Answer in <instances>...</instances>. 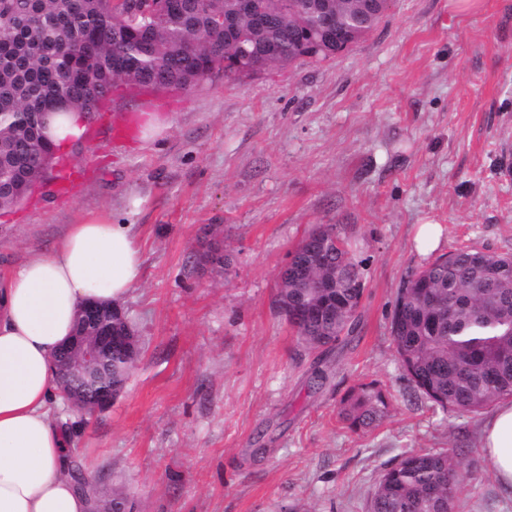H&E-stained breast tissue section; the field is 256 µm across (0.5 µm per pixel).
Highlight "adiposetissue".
I'll return each mask as SVG.
<instances>
[{"label": "adipose tissue", "instance_id": "adipose-tissue-1", "mask_svg": "<svg viewBox=\"0 0 512 512\" xmlns=\"http://www.w3.org/2000/svg\"><path fill=\"white\" fill-rule=\"evenodd\" d=\"M143 272L137 227L110 214L71 225L51 251L0 281V512H88L53 416L54 354L89 301L123 306ZM479 446L512 498V400L481 422Z\"/></svg>", "mask_w": 512, "mask_h": 512}]
</instances>
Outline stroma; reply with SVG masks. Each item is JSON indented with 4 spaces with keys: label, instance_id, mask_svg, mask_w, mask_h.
I'll list each match as a JSON object with an SVG mask.
<instances>
[{
    "label": "stroma",
    "instance_id": "obj_1",
    "mask_svg": "<svg viewBox=\"0 0 512 512\" xmlns=\"http://www.w3.org/2000/svg\"><path fill=\"white\" fill-rule=\"evenodd\" d=\"M160 138L134 127L141 111ZM70 146L83 177L0 213V277L130 195L144 259L125 303L141 356L110 407L69 412L74 462L136 512H367L384 470L409 451L455 448V512H512L478 446L480 418L443 410L403 370L390 333L397 291L440 253L512 254V0H390L335 59L239 85L114 92ZM130 135L115 139L118 127ZM229 262L201 266L203 228ZM317 224L341 225L364 272L352 337L307 349L280 312L278 273ZM324 382L310 383L313 373ZM378 382V428L338 412ZM443 231L441 224H420L415 237L420 252L428 254L435 251L442 243Z\"/></svg>",
    "mask_w": 512,
    "mask_h": 512
}]
</instances>
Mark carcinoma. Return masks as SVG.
I'll list each match as a JSON object with an SVG mask.
<instances>
[{"mask_svg": "<svg viewBox=\"0 0 512 512\" xmlns=\"http://www.w3.org/2000/svg\"><path fill=\"white\" fill-rule=\"evenodd\" d=\"M320 1L336 15L329 34L304 13ZM361 0H255L263 27L238 0H0V211L34 197L57 156L43 113L79 112L94 122L125 87L191 90L217 78L227 84L298 61L335 58L365 37L383 14ZM330 241L301 276L278 284L277 304L311 349L332 346L354 330L363 273L337 225L311 234ZM391 333L414 387L444 409L478 414L512 399V255L459 248L406 277ZM139 350L112 356V381L124 384ZM387 402L375 382L341 400L339 416L354 431L379 425ZM464 489L453 448L413 452L386 468L368 512H453Z\"/></svg>", "mask_w": 512, "mask_h": 512, "instance_id": "obj_1", "label": "carcinoma"}]
</instances>
